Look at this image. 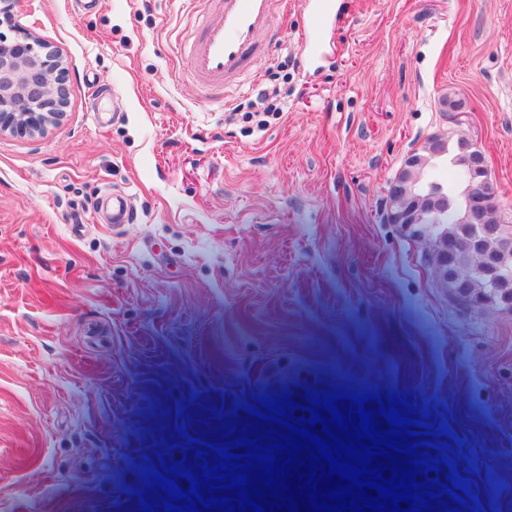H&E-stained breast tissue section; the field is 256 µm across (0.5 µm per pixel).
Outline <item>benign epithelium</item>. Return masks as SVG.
<instances>
[{"label": "benign epithelium", "mask_w": 512, "mask_h": 512, "mask_svg": "<svg viewBox=\"0 0 512 512\" xmlns=\"http://www.w3.org/2000/svg\"><path fill=\"white\" fill-rule=\"evenodd\" d=\"M13 31L16 37L11 40L0 32V132L33 136L65 117L67 97L62 60L31 32L18 27ZM462 147L471 152L472 223H504L482 152L467 139ZM389 196L392 208L387 221L391 224H418L424 212H435L442 206L439 196L414 195L396 180L390 186ZM430 260L439 280H444L448 246H434Z\"/></svg>", "instance_id": "benign-epithelium-1"}]
</instances>
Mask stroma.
Masks as SVG:
<instances>
[{
	"instance_id": "35a3bbf8",
	"label": "stroma",
	"mask_w": 512,
	"mask_h": 512,
	"mask_svg": "<svg viewBox=\"0 0 512 512\" xmlns=\"http://www.w3.org/2000/svg\"><path fill=\"white\" fill-rule=\"evenodd\" d=\"M314 5L288 0L217 97L177 52L201 0H15L68 106L0 133V512H139L150 461L237 402L336 388L428 408L482 512H512V307L449 308L429 237L386 220L444 134L482 152L512 223V0H335L318 34ZM274 87L279 117L249 127ZM100 210L109 214L110 224H126L131 218V204L120 194L105 196L100 202Z\"/></svg>"
}]
</instances>
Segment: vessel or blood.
<instances>
[{
	"label": "vessel or blood",
	"instance_id": "obj_1",
	"mask_svg": "<svg viewBox=\"0 0 512 512\" xmlns=\"http://www.w3.org/2000/svg\"><path fill=\"white\" fill-rule=\"evenodd\" d=\"M203 5L202 24L188 50L190 75L202 91L220 95L262 51L274 14L286 12L288 0H203ZM100 208L114 224L131 217L130 202L119 194L104 197Z\"/></svg>",
	"mask_w": 512,
	"mask_h": 512
}]
</instances>
